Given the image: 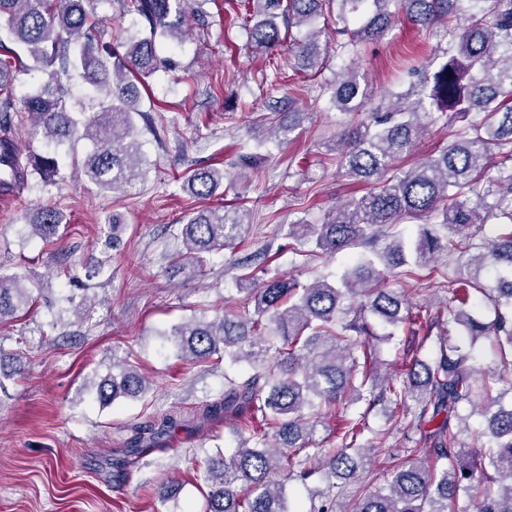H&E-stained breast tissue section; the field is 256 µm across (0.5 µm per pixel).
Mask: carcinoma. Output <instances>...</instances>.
<instances>
[{
	"label": "carcinoma",
	"instance_id": "cac0c4a2",
	"mask_svg": "<svg viewBox=\"0 0 512 512\" xmlns=\"http://www.w3.org/2000/svg\"><path fill=\"white\" fill-rule=\"evenodd\" d=\"M491 2L489 7L484 3ZM95 0H0V123L17 110L26 114L34 134L54 144L56 152L31 150L19 157L20 175L50 181L59 171L58 149L88 139L89 153L81 173L102 190L134 185L143 158L134 140L139 110L137 83L166 69L170 60L158 54L157 41L184 39V0H135L140 32L117 45L105 40ZM462 0H240L257 49L274 50L283 42L281 26H306L294 58L318 72L331 51L343 57L360 44L390 30L403 13L412 22L445 25L446 58L436 71L416 73L409 91L392 93L388 103L373 108L366 119L325 142L345 176L370 184L359 198L336 207L320 224L303 220L288 225L287 237L302 247L314 244L334 256L351 248L362 252L332 282L302 283L274 276L262 284L248 267L237 284L246 286L253 311H228L211 320L193 318L164 332L179 359L201 363L217 356L244 365L249 375L224 388V398L206 404L202 414L241 418L232 427L235 447L202 464L207 488L206 512H302L289 507L280 477L306 485L321 482L320 503L310 512H337L336 500L352 488L347 512H450L459 491L480 488L476 512H512V408L501 405L495 384L512 377V0H468L472 13L465 25L450 18ZM336 15L331 42L321 17ZM357 20L349 26V16ZM18 45L46 73L36 93L16 107L12 84L24 66ZM80 77L89 87L87 101L76 112L67 103L63 80ZM324 92L339 112H361L368 89L344 68ZM93 116H86L87 111ZM304 112H279L274 143L294 132ZM457 119L467 124L439 153L403 170L402 156L414 151L427 125L446 126ZM192 195L208 197L224 184V171L199 167L186 178ZM436 224H420L403 235V222L431 215ZM497 221L499 233L488 243L475 242L471 228ZM63 224L55 207L36 210L29 220L31 235L48 240ZM249 212L224 206L202 210L181 227L182 266L200 270L213 257L241 244L249 230ZM447 252L453 274L434 265ZM496 273L487 288L482 278ZM403 284L386 285L387 275ZM451 297L445 308L427 318L411 311L408 295L420 294L435 279ZM20 274H0V325L30 308L35 299ZM488 301L493 319L473 315ZM454 327L468 347L442 338L432 361L408 364L402 380L379 375L370 340H389L403 328L426 342L434 328ZM392 329L385 337L376 327ZM482 338L490 340L502 371L483 373L471 361ZM100 403L146 394L149 382L127 363L114 358L109 374L91 385ZM362 403L365 410L352 416ZM385 408V422H399L413 413L423 431L419 447L392 458L384 483L362 480L376 443L389 430L373 432L371 442L357 444L370 430L368 416ZM480 410L486 427L474 438V449L458 439L452 419L464 407ZM337 422L336 448L322 454L318 434L328 420ZM432 425L427 430L425 426Z\"/></svg>",
	"mask_w": 512,
	"mask_h": 512
}]
</instances>
